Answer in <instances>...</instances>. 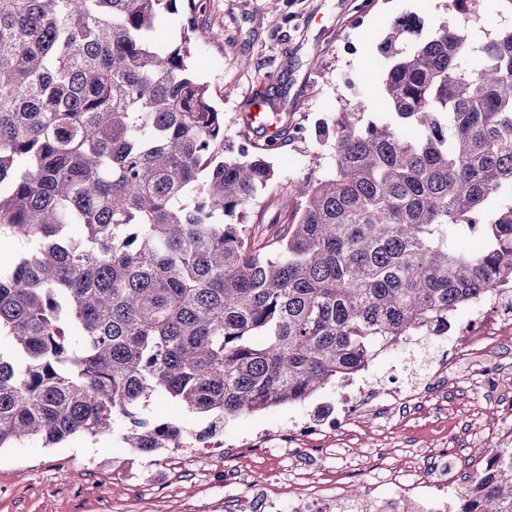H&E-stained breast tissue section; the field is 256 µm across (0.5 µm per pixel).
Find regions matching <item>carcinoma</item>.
Here are the masks:
<instances>
[{"instance_id": "1", "label": "carcinoma", "mask_w": 512, "mask_h": 512, "mask_svg": "<svg viewBox=\"0 0 512 512\" xmlns=\"http://www.w3.org/2000/svg\"><path fill=\"white\" fill-rule=\"evenodd\" d=\"M203 9L0 0V227L32 244L0 273V448L117 426L145 458L206 447L226 420L304 403L512 281V28L477 46L445 25L407 51L417 20L397 23L392 120L323 127L332 173L290 183L297 209L260 240L234 219L276 180L288 116L224 145L191 70L213 37ZM157 397L205 426L146 420ZM476 500L512 512V462L482 472Z\"/></svg>"}]
</instances>
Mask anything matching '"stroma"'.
<instances>
[{
  "mask_svg": "<svg viewBox=\"0 0 512 512\" xmlns=\"http://www.w3.org/2000/svg\"><path fill=\"white\" fill-rule=\"evenodd\" d=\"M409 14L421 20L412 39L416 45L446 24L475 42L512 24V13L499 0H479L465 13L457 12L452 0H279L275 10L268 0H208L197 20L214 37L193 57L192 66L209 81L212 102L224 114L225 143H241L250 113L257 124L267 125L283 112L290 125L311 132L340 112L388 120L381 88L389 61L382 47L394 24ZM333 156L331 143H317L312 136L284 138L272 153L277 183L259 193L244 223L265 234L273 219L288 221L293 212L286 203L289 182L329 175ZM443 348L439 341L414 345L393 361L374 362L371 369L385 385L421 381L429 375L428 359ZM313 407L308 401L232 418L224 423V435L241 438L273 429L279 418L307 415ZM511 412L512 404L473 387L457 388L446 402L425 403L385 432L368 428L351 444L330 449L321 463H351L359 467L361 480L374 481L381 475L379 445H391L390 465L420 467L424 449L446 437L453 444L451 465L459 475L471 476L491 443V430ZM147 464L117 432L53 447L27 441L0 448V512H211L216 501L241 491L237 485L205 489L191 480L173 484L161 474L144 497L127 474Z\"/></svg>",
  "mask_w": 512,
  "mask_h": 512,
  "instance_id": "35a3bbf8",
  "label": "stroma"
}]
</instances>
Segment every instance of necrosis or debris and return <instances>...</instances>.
I'll return each instance as SVG.
<instances>
[{
  "label": "necrosis or debris",
  "mask_w": 512,
  "mask_h": 512,
  "mask_svg": "<svg viewBox=\"0 0 512 512\" xmlns=\"http://www.w3.org/2000/svg\"><path fill=\"white\" fill-rule=\"evenodd\" d=\"M441 336L448 340L455 356L435 360L426 381L386 387L367 377L359 383L345 379L338 383L336 402L325 414L256 435L249 440V448L260 452L273 448L289 460L303 451L321 453L331 444H347L366 415H375L379 426L384 427L440 393L456 358L469 362L472 385L490 383L512 392V370H495L489 364L493 350L512 344V286L505 284L476 298L468 314L449 312L448 328ZM450 455V449L443 445L435 450L437 463L432 469L384 468L381 481L362 483L354 494L347 491L346 482L354 474L349 467H332L324 474L313 468H294V491L288 498L278 492L277 472L268 471L261 474L256 491L216 502L212 512H462L464 486L448 462ZM189 461L197 465L204 482L232 481L230 472L217 465L213 456L185 448L163 457L160 464L175 472Z\"/></svg>",
  "instance_id": "1"
}]
</instances>
